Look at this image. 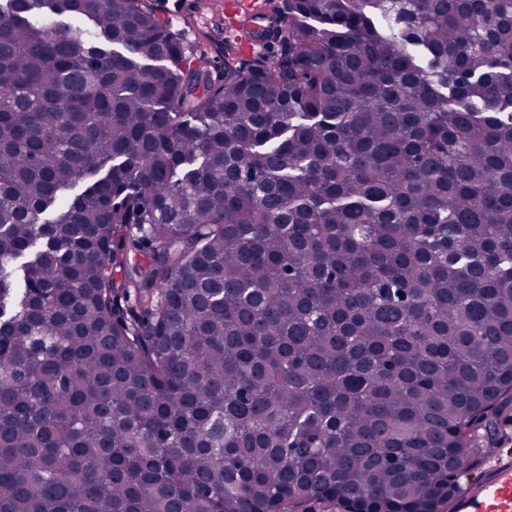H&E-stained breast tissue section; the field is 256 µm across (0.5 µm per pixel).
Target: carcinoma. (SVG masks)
Wrapping results in <instances>:
<instances>
[{"mask_svg": "<svg viewBox=\"0 0 512 512\" xmlns=\"http://www.w3.org/2000/svg\"><path fill=\"white\" fill-rule=\"evenodd\" d=\"M265 2L0 4V512H445L512 403V0ZM226 1L233 3L230 9H224ZM261 1L157 0L156 4L158 14L172 21L183 38L196 47L198 54H204L214 67L224 63L225 36L234 37L244 27L243 23L250 29L266 25L261 19H253L264 12L254 7Z\"/></svg>", "mask_w": 512, "mask_h": 512, "instance_id": "cac0c4a2", "label": "carcinoma"}]
</instances>
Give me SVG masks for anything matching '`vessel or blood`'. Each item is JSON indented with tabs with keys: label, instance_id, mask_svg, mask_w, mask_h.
<instances>
[{
	"label": "vessel or blood",
	"instance_id": "1",
	"mask_svg": "<svg viewBox=\"0 0 512 512\" xmlns=\"http://www.w3.org/2000/svg\"><path fill=\"white\" fill-rule=\"evenodd\" d=\"M454 512H512V463L498 462L489 477L469 485L454 501Z\"/></svg>",
	"mask_w": 512,
	"mask_h": 512
}]
</instances>
